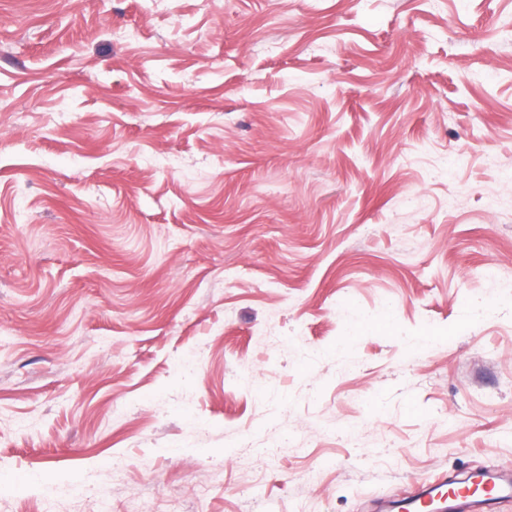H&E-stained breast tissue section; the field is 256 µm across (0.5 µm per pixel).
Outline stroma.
Listing matches in <instances>:
<instances>
[{"mask_svg": "<svg viewBox=\"0 0 512 512\" xmlns=\"http://www.w3.org/2000/svg\"><path fill=\"white\" fill-rule=\"evenodd\" d=\"M503 166L512 0H0V512L512 474Z\"/></svg>", "mask_w": 512, "mask_h": 512, "instance_id": "35a3bbf8", "label": "stroma"}]
</instances>
